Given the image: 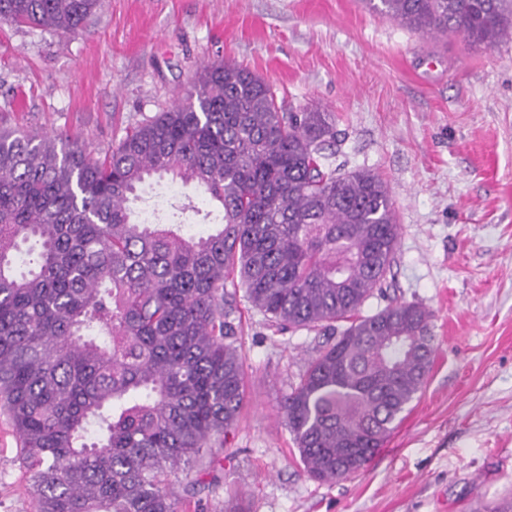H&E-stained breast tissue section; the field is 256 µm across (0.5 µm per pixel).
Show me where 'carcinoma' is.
<instances>
[{
  "label": "carcinoma",
  "mask_w": 512,
  "mask_h": 512,
  "mask_svg": "<svg viewBox=\"0 0 512 512\" xmlns=\"http://www.w3.org/2000/svg\"><path fill=\"white\" fill-rule=\"evenodd\" d=\"M417 31L512 39V0H367ZM99 0H0V24L83 31ZM169 176L221 206L196 234L130 198ZM401 227L389 184L345 169L333 113L285 111L230 63L100 160L0 129V399L38 512H179L172 477L214 462L244 402L239 283L278 332H328L281 407L306 475L361 471L430 373L431 313L385 287ZM345 323L344 328L336 323Z\"/></svg>",
  "instance_id": "carcinoma-1"
}]
</instances>
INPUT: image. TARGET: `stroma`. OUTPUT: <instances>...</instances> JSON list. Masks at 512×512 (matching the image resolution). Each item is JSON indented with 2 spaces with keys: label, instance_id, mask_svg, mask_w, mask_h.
Wrapping results in <instances>:
<instances>
[{
  "label": "stroma",
  "instance_id": "1",
  "mask_svg": "<svg viewBox=\"0 0 512 512\" xmlns=\"http://www.w3.org/2000/svg\"><path fill=\"white\" fill-rule=\"evenodd\" d=\"M246 67L285 107L334 113L349 167L392 188L401 238L385 296L433 315L428 380L364 469L335 483L303 472L280 401L322 333L275 332L239 300L245 399L185 512H477L512 495V40L425 36L365 0H100L85 32L0 25V124L67 135L102 157L166 110L203 65ZM137 211L192 198L154 181ZM19 440L0 409V512H35Z\"/></svg>",
  "mask_w": 512,
  "mask_h": 512
}]
</instances>
